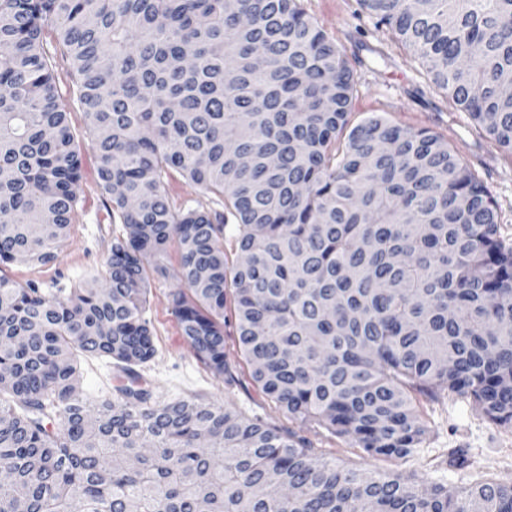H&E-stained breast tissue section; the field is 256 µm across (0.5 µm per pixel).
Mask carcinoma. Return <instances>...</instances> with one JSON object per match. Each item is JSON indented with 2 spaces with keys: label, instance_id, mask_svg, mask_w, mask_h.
<instances>
[{
  "label": "carcinoma",
  "instance_id": "cac0c4a2",
  "mask_svg": "<svg viewBox=\"0 0 512 512\" xmlns=\"http://www.w3.org/2000/svg\"><path fill=\"white\" fill-rule=\"evenodd\" d=\"M358 2L512 152V0ZM47 27L124 230L104 286L49 301L0 274V512H512L511 484L346 469L227 404L161 403L137 372L168 275L150 260L175 241L182 337L229 373L232 298L252 380L289 419L397 459L428 434L416 393L512 429V242L459 153L376 113L350 124L353 70L298 0H0V266L54 261L78 203ZM173 173L223 200L234 258L210 212L172 206ZM103 357L117 384L89 400L80 362Z\"/></svg>",
  "mask_w": 512,
  "mask_h": 512
}]
</instances>
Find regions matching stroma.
I'll use <instances>...</instances> for the list:
<instances>
[{
	"instance_id": "35a3bbf8",
	"label": "stroma",
	"mask_w": 512,
	"mask_h": 512,
	"mask_svg": "<svg viewBox=\"0 0 512 512\" xmlns=\"http://www.w3.org/2000/svg\"><path fill=\"white\" fill-rule=\"evenodd\" d=\"M304 12L345 51L357 85L352 121L382 113L408 129H425L458 149L463 161L491 191L498 221L512 238V154L498 147L462 112L451 109L444 94L424 69L398 44L375 32L357 0H299ZM54 79L68 108L72 131L81 145L79 203L56 259L46 265L16 261L0 269L10 279L37 284L43 296L58 297L60 289L103 280L113 238L123 232L98 185L97 158L86 118L74 101L75 75L67 54H54ZM175 279L152 281L147 314L153 324L156 353L142 368L161 400L203 399L227 403L245 417H258L280 432H292L312 453L344 468L388 471L405 481L433 480L447 486L460 481L487 480L512 484V433L490 422L472 403L452 396L432 402L418 397L430 432L413 458L385 459L365 455L351 441L288 418L253 383L241 356L232 307L224 309V351L233 381L215 376L196 359L183 340L169 304Z\"/></svg>"
}]
</instances>
